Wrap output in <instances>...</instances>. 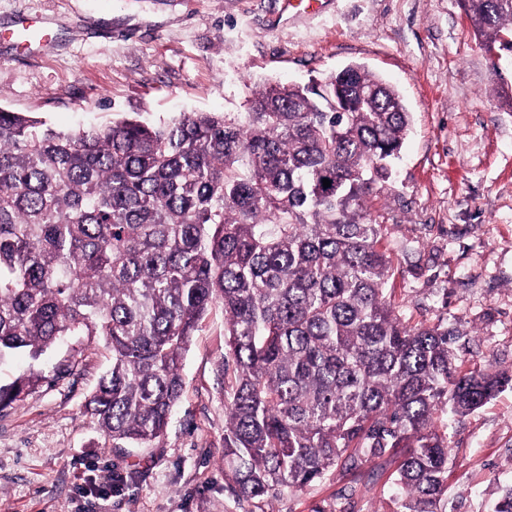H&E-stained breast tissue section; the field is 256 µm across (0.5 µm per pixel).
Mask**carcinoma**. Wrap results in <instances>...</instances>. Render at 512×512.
Returning a JSON list of instances; mask_svg holds the SVG:
<instances>
[{"label": "carcinoma", "mask_w": 512, "mask_h": 512, "mask_svg": "<svg viewBox=\"0 0 512 512\" xmlns=\"http://www.w3.org/2000/svg\"><path fill=\"white\" fill-rule=\"evenodd\" d=\"M460 4L487 50L512 36V0ZM325 85L257 86L242 118L67 132L1 109L0 361L102 337L111 363L86 410L113 441L146 445L166 430L183 353L219 304L224 475L238 499L268 504L398 453L394 512H442L444 420L511 388L512 370L463 371L464 330L402 318L372 214L411 113L362 63ZM39 379L0 386V409ZM493 512H512V485Z\"/></svg>", "instance_id": "carcinoma-1"}]
</instances>
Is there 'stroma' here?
Wrapping results in <instances>:
<instances>
[{
	"mask_svg": "<svg viewBox=\"0 0 512 512\" xmlns=\"http://www.w3.org/2000/svg\"><path fill=\"white\" fill-rule=\"evenodd\" d=\"M46 18L56 40L29 53L8 39ZM360 62L400 90L412 125L376 219L391 250L388 291L406 320L462 323L463 367H512V53L494 56L458 0H331L288 17L280 0H0V108L59 130L133 113L247 110L258 84L301 85ZM224 310L184 355V394L160 438L113 443L85 411L110 361L80 337L39 359L0 363V385L42 375L0 410V512H249L224 476ZM454 462L444 512H492L512 484V388L449 421ZM387 471L273 501L274 512H393Z\"/></svg>",
	"mask_w": 512,
	"mask_h": 512,
	"instance_id": "obj_1",
	"label": "stroma"
}]
</instances>
